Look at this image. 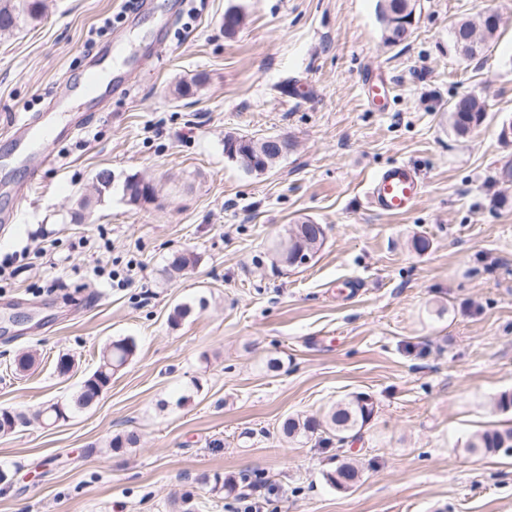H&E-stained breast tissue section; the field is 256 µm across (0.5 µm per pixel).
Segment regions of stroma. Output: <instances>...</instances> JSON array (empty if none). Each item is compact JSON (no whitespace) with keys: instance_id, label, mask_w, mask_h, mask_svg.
Wrapping results in <instances>:
<instances>
[{"instance_id":"1","label":"stroma","mask_w":512,"mask_h":512,"mask_svg":"<svg viewBox=\"0 0 512 512\" xmlns=\"http://www.w3.org/2000/svg\"><path fill=\"white\" fill-rule=\"evenodd\" d=\"M180 2L164 37L127 0H46L40 21L0 37V155L13 115L57 98L87 111L70 77L113 31L131 44L88 130L24 200L0 189L16 222L0 258L28 253L0 275V410L31 418L0 434V512H176L184 493L196 512H243L210 484L217 474L252 482L262 512H512V458L465 450L512 422L496 406L512 393V140L499 136L512 123V0H420L398 45L377 0ZM230 10L244 20L228 34ZM489 11L496 37L464 58L452 28ZM377 74L389 84L380 112L364 91ZM199 75L201 89L177 95ZM468 93L487 117L461 136L448 106ZM228 133L293 147L250 173L225 157ZM396 163L415 167L422 194L383 214L366 188ZM102 169L112 186L97 195ZM132 175L153 182L151 201H127ZM305 220L324 226L323 244L280 263L275 246ZM177 252L198 262L171 278ZM180 304L191 312L175 324ZM124 337L136 353L89 408L34 420ZM22 353L35 363L20 374ZM356 394L374 406L356 439L281 435L286 417L319 418ZM128 431L136 447L107 450ZM344 459L360 480L338 490L324 475Z\"/></svg>"}]
</instances>
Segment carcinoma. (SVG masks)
<instances>
[{"label": "carcinoma", "instance_id": "1", "mask_svg": "<svg viewBox=\"0 0 512 512\" xmlns=\"http://www.w3.org/2000/svg\"><path fill=\"white\" fill-rule=\"evenodd\" d=\"M45 11V0H0V36L7 35L16 29L24 19L37 21ZM497 33V28L490 26L484 18L463 20L458 22L451 31L453 47H459V41L472 35L477 43L465 49V56H475ZM454 112V128L459 135H465L477 126L481 114L486 107L480 99H456L451 105ZM247 137L244 135L227 134L224 136V155L248 172L254 167L245 159ZM323 225H314L308 221L291 224L286 230V238L275 249L279 261L294 266L312 256L324 240ZM196 256L180 253L172 255L167 270L179 273L196 264ZM136 351V343L130 337L112 341L103 351L98 368L90 374L78 392L65 403H51L35 413V419L47 423L59 417H67L73 412L87 408L92 401L111 383L116 370L125 366ZM374 412L370 398L359 394L336 402L325 413L323 420L306 418L299 420L288 417L281 424V432L288 438L309 436L322 431L330 439L343 443L349 438L357 437L369 422ZM29 423V419L21 412L0 411V433L13 432L17 426ZM512 448V426L485 430L471 438L465 450L470 453L498 455L502 449ZM326 482L336 489L354 486L359 479L358 469L350 462L343 461L336 468L325 474Z\"/></svg>", "mask_w": 512, "mask_h": 512}]
</instances>
